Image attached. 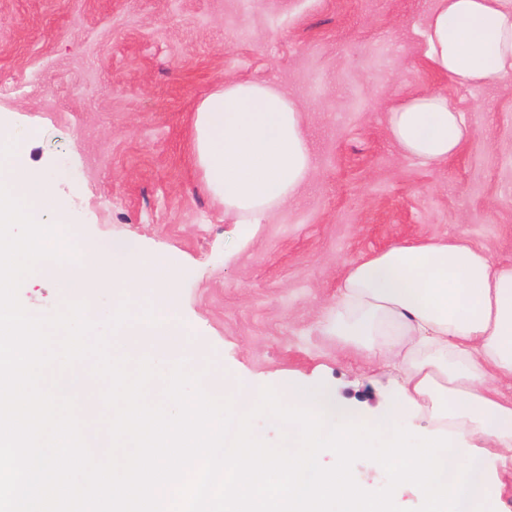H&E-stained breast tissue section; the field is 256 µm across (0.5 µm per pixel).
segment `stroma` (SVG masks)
<instances>
[{
	"mask_svg": "<svg viewBox=\"0 0 512 512\" xmlns=\"http://www.w3.org/2000/svg\"><path fill=\"white\" fill-rule=\"evenodd\" d=\"M432 0H0V127L67 204L74 249L124 239L166 259L190 370L250 389L330 387L367 416L394 394L365 352L323 330L346 264L410 239L465 235L512 262V79L464 90L431 69ZM227 79L278 86L303 112L316 170L264 224L228 223L192 154L197 102ZM429 87L473 131L438 166L385 129ZM26 309L75 293L31 274Z\"/></svg>",
	"mask_w": 512,
	"mask_h": 512,
	"instance_id": "35a3bbf8",
	"label": "stroma"
}]
</instances>
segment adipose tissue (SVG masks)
<instances>
[{
	"label": "adipose tissue",
	"instance_id": "obj_1",
	"mask_svg": "<svg viewBox=\"0 0 512 512\" xmlns=\"http://www.w3.org/2000/svg\"><path fill=\"white\" fill-rule=\"evenodd\" d=\"M425 57L457 88L512 76V0H433ZM389 138L404 156L438 165L473 133L448 95L422 88L386 112ZM193 158L203 185L234 224H260L293 202L315 162L297 103L273 84L228 80L202 99L193 115ZM81 264L43 260L36 269L85 296L115 294L113 339L131 357L160 355L182 379L186 343L175 300L130 311V296L156 288L164 261L137 245L113 255L99 246ZM345 347L367 351L393 371L404 399L392 405L379 457L395 485L419 486L430 512H499L488 482L490 449L512 465V263H497L462 235L408 240L349 263L324 325ZM76 416L106 415L101 375L75 364ZM282 404L333 414L350 407L326 387L289 383ZM430 424L421 447L409 445L403 421Z\"/></svg>",
	"mask_w": 512,
	"mask_h": 512
}]
</instances>
